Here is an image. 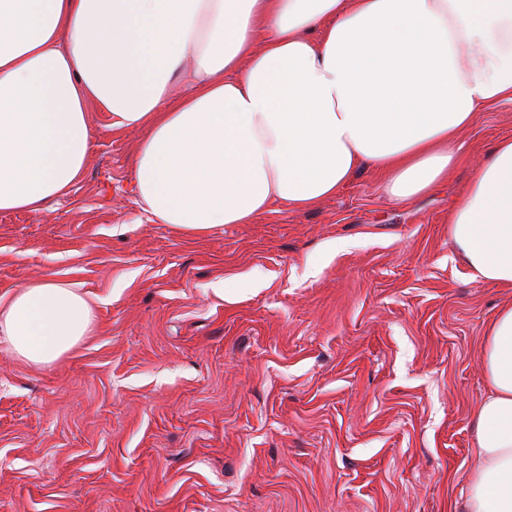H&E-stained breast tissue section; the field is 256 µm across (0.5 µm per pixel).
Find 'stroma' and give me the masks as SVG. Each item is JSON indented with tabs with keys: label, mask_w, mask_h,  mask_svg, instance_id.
I'll list each match as a JSON object with an SVG mask.
<instances>
[{
	"label": "stroma",
	"mask_w": 512,
	"mask_h": 512,
	"mask_svg": "<svg viewBox=\"0 0 512 512\" xmlns=\"http://www.w3.org/2000/svg\"><path fill=\"white\" fill-rule=\"evenodd\" d=\"M89 112L72 190L0 212L1 298L48 276L98 301L57 363L0 350V512H454L477 351L512 288L472 279L448 214L512 138V102L412 202L364 169L311 209L204 234L148 220L141 132Z\"/></svg>",
	"instance_id": "stroma-1"
}]
</instances>
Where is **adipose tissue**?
<instances>
[{"label":"adipose tissue","mask_w":512,"mask_h":512,"mask_svg":"<svg viewBox=\"0 0 512 512\" xmlns=\"http://www.w3.org/2000/svg\"><path fill=\"white\" fill-rule=\"evenodd\" d=\"M503 100L512 0H0V212H40L83 176L93 104L146 132L131 177L150 221L204 233L311 208L363 167L411 201ZM448 234L473 278L512 287V138L477 165ZM94 322L86 295L40 279L0 300V347L51 365ZM480 364L461 510L512 512V304Z\"/></svg>","instance_id":"1"}]
</instances>
